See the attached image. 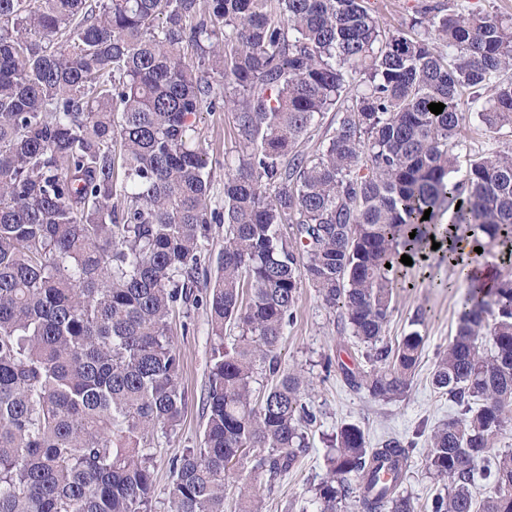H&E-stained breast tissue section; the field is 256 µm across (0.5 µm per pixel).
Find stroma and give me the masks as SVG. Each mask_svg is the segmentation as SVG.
Segmentation results:
<instances>
[{"label":"stroma","instance_id":"stroma-1","mask_svg":"<svg viewBox=\"0 0 512 512\" xmlns=\"http://www.w3.org/2000/svg\"><path fill=\"white\" fill-rule=\"evenodd\" d=\"M196 139L208 157L206 172L211 181L210 206L224 208V158L235 155L238 136L231 109L203 112L196 118ZM451 213L440 215L426 231L437 242V249H425L412 265L402 266L405 286L395 296L385 329L384 340L394 344L412 329L417 312H425L420 327L425 346L405 395L391 400L371 398L366 390L349 386L339 372L324 375L321 363L335 356L339 347L354 348L355 340L343 333L338 315L327 309L310 285H302L296 303V319L283 337L279 353L283 366L301 370L313 379L312 400L321 416L310 428L309 451L289 472L272 485L261 486L259 495L265 512H315L314 497L318 483L329 475L326 455L337 431L346 424L358 425L369 447L376 448L395 437L414 443L406 489L416 512H426L431 497L443 487L425 467V443L435 428L458 415L460 408L448 396L431 385L438 352L447 347L455 334L458 313L470 288L448 260V230ZM170 326L173 341L182 355L179 378L185 394L183 420L172 437H158L154 459V497L156 512H166L172 488L171 458L184 449L197 447L206 424L204 405L208 391V369L213 339L205 309L195 310L191 321L173 315Z\"/></svg>","mask_w":512,"mask_h":512}]
</instances>
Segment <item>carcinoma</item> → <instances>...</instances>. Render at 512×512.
I'll list each match as a JSON object with an SVG mask.
<instances>
[{"label":"carcinoma","instance_id":"cac0c4a2","mask_svg":"<svg viewBox=\"0 0 512 512\" xmlns=\"http://www.w3.org/2000/svg\"><path fill=\"white\" fill-rule=\"evenodd\" d=\"M511 71L512 14L449 0L394 32L366 0H0V512H154V434L185 406L176 312L205 308L214 345L203 439L171 459L168 512H224L235 472L240 512H261L249 486L307 450L311 383L278 353L305 282L366 348L370 369L343 364L346 380L404 395L425 336L383 344L401 253L446 210L469 231L448 234L452 252L512 241V144L461 153L482 93L486 131L512 126ZM228 104L221 213L191 132ZM327 112V144L299 150ZM473 272L460 263L471 288L431 378L461 410L428 439L426 467L448 479L429 512H512V451L486 463L512 428V272L487 289ZM261 371L275 384L257 396ZM413 452L342 426L316 512H416Z\"/></svg>","mask_w":512,"mask_h":512}]
</instances>
